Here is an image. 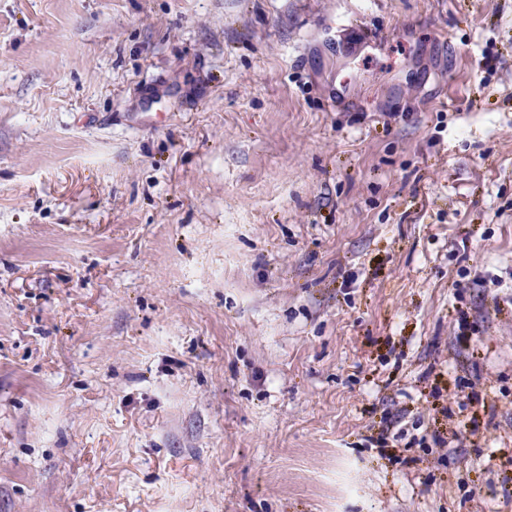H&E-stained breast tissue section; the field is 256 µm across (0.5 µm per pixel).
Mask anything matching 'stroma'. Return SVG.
Instances as JSON below:
<instances>
[{
	"mask_svg": "<svg viewBox=\"0 0 512 512\" xmlns=\"http://www.w3.org/2000/svg\"><path fill=\"white\" fill-rule=\"evenodd\" d=\"M0 512H512V0H0Z\"/></svg>",
	"mask_w": 512,
	"mask_h": 512,
	"instance_id": "stroma-1",
	"label": "stroma"
}]
</instances>
